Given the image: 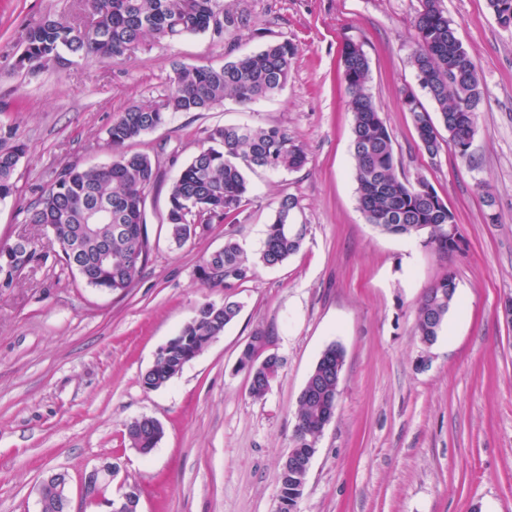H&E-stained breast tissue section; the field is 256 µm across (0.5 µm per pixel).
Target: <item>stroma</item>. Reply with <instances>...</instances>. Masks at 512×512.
I'll return each instance as SVG.
<instances>
[{
	"label": "stroma",
	"mask_w": 512,
	"mask_h": 512,
	"mask_svg": "<svg viewBox=\"0 0 512 512\" xmlns=\"http://www.w3.org/2000/svg\"><path fill=\"white\" fill-rule=\"evenodd\" d=\"M441 5L484 89L468 164L448 145L433 159L419 150L402 104L418 87L409 60L421 0H224L225 9L246 10L260 36L192 35L105 63L68 56L29 71L15 66L19 29L48 15L78 17L80 0H0V126L26 145L16 191L0 202V245L25 233L43 254L16 287L0 289V512H40L38 486L58 471L70 479L69 512H106L80 490L85 472L106 461L119 468L110 494L136 486L140 512H278L298 399L332 343L345 353L336 415L296 512H512V328L499 312L512 296V29L487 0ZM281 39L298 48L284 89L250 106L229 97L177 113L134 143L159 168L145 206L150 260L126 292L84 285L25 221L36 187L64 165L109 162L107 128L128 106L156 100L173 62L217 67L229 47ZM350 41L369 59L399 171L435 187L457 216L462 252L444 258L421 237L379 232L359 210L342 78ZM243 123L287 129L306 165L249 172L250 201L237 223L172 248L162 222L172 180L208 130ZM484 182L496 224L484 221ZM284 194L298 198L309 226L302 249L257 267L235 289L241 310L223 334L168 386L144 389L157 350L199 304L224 299L198 279L203 259L228 238L255 256ZM449 270L457 301L425 348L415 335L417 304ZM258 334L283 360L260 399L237 367ZM422 357L429 364L420 369ZM139 416L164 428L147 456L123 439Z\"/></svg>",
	"instance_id": "stroma-1"
}]
</instances>
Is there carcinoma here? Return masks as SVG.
I'll use <instances>...</instances> for the list:
<instances>
[{"label":"carcinoma","mask_w":512,"mask_h":512,"mask_svg":"<svg viewBox=\"0 0 512 512\" xmlns=\"http://www.w3.org/2000/svg\"><path fill=\"white\" fill-rule=\"evenodd\" d=\"M498 24L512 28V0H488ZM85 17L58 21L47 18L27 26L17 63L62 60V53L100 61L130 56L152 40L177 41L201 33H233L250 29L244 11H228L221 0H85ZM416 49L410 65L425 96L433 103L431 116L419 97L407 92L402 99L416 131L419 148L438 151V127L448 131V141L462 161L471 157L469 141L476 132L477 109L483 97L476 63L458 36L457 28L439 0H421L413 21ZM218 68L177 64L166 94L147 105H133L120 113L107 129L112 160L103 165L78 168L66 165L55 177L37 187L27 210L26 223L52 234L59 260L91 288L124 293L132 287L151 255L144 220L146 193L154 184L158 166L150 155L126 150V146L165 125L177 112H203L234 98L250 105L281 90L295 63L298 49L288 40L272 41L257 51L232 55ZM343 78L353 115L351 150L358 204L373 227L398 236L430 230L424 246L441 256L458 250L447 240L448 226L458 225L434 186L423 176L411 181L399 174L392 136L370 88V63L362 47L348 43L342 56ZM207 146L182 167L168 192L164 223L170 242L180 249L203 235L214 224L235 220L249 202L246 171H297L306 154L300 144L278 125L224 124L210 129ZM26 146L16 140L14 129L0 127V201L13 196V175ZM298 200L281 196L266 224L258 261L250 260L233 239L211 253L197 268L198 278L211 288L227 291L224 302H205L176 335L172 348L154 360L142 374L149 390L166 386L184 366L206 349L240 312L232 291L255 275L256 264L276 267L298 253L308 225L295 223ZM26 251L6 257L0 248V288L16 284L13 273L33 267L41 253L27 235ZM108 261L97 262L100 251ZM441 277L427 289L416 313L415 333L429 347L438 339L455 300ZM281 358L270 353L264 359L256 345L248 343L238 368L248 373L249 392L260 399L268 392L269 374L278 373ZM344 351L336 343L327 346L310 372L295 414L291 453L302 460L318 450L326 424L336 414L339 393L336 378L342 376ZM163 430L153 420L134 418L125 424L132 448L153 450ZM307 474L301 464L281 466L279 512H294L302 496Z\"/></svg>","instance_id":"carcinoma-1"}]
</instances>
